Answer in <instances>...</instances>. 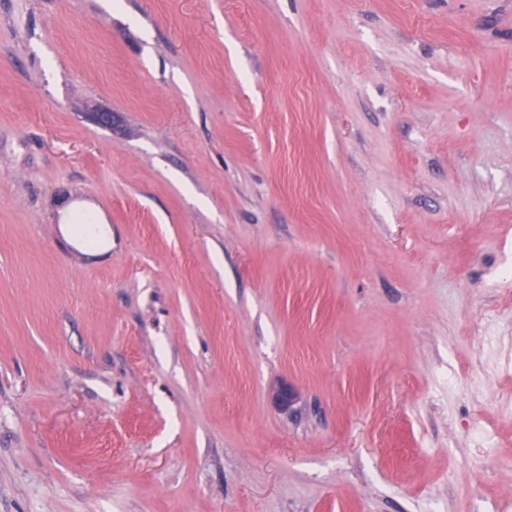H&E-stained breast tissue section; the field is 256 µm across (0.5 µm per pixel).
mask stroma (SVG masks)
Here are the masks:
<instances>
[{
    "mask_svg": "<svg viewBox=\"0 0 512 512\" xmlns=\"http://www.w3.org/2000/svg\"><path fill=\"white\" fill-rule=\"evenodd\" d=\"M508 265L512 0H0V512H505Z\"/></svg>",
    "mask_w": 512,
    "mask_h": 512,
    "instance_id": "obj_1",
    "label": "stroma"
}]
</instances>
